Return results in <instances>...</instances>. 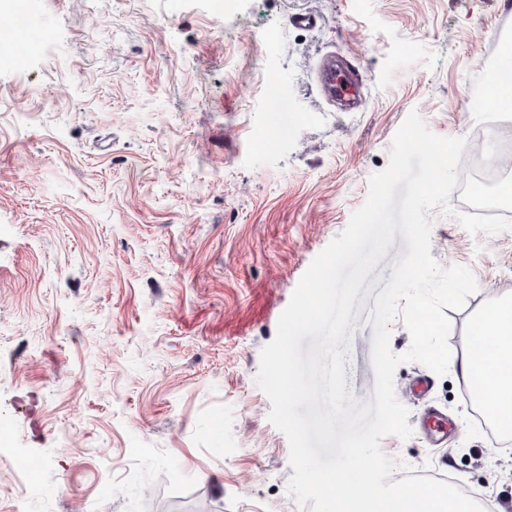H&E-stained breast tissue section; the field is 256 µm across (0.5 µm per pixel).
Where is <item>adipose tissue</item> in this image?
<instances>
[{"instance_id":"ef3b65f1","label":"adipose tissue","mask_w":512,"mask_h":512,"mask_svg":"<svg viewBox=\"0 0 512 512\" xmlns=\"http://www.w3.org/2000/svg\"><path fill=\"white\" fill-rule=\"evenodd\" d=\"M474 329L490 348L488 354H462L458 368L479 393L486 415L499 427L512 429V374H503L498 363L512 361V302L487 307L475 320Z\"/></svg>"}]
</instances>
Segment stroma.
Returning a JSON list of instances; mask_svg holds the SVG:
<instances>
[{
	"label": "stroma",
	"mask_w": 512,
	"mask_h": 512,
	"mask_svg": "<svg viewBox=\"0 0 512 512\" xmlns=\"http://www.w3.org/2000/svg\"><path fill=\"white\" fill-rule=\"evenodd\" d=\"M26 2L52 26L24 64L0 62V512H300L260 353L410 112L496 152L485 87L512 0ZM333 51L362 78L357 111L320 91ZM430 249L478 286L445 311L457 358L512 299V230L474 236L437 211ZM374 306L345 366L363 402ZM394 383L413 435L382 452L512 512V444L493 448L469 385L417 362ZM433 408L447 441L422 432Z\"/></svg>",
	"instance_id": "35a3bbf8"
}]
</instances>
